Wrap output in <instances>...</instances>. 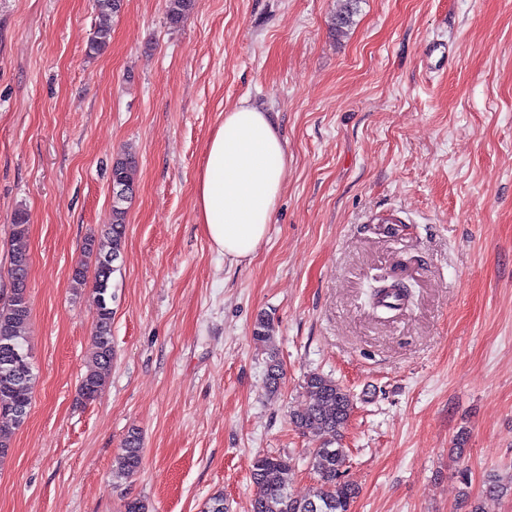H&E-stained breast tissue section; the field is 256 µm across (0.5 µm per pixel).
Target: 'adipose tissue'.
<instances>
[{"label":"adipose tissue","instance_id":"1","mask_svg":"<svg viewBox=\"0 0 512 512\" xmlns=\"http://www.w3.org/2000/svg\"><path fill=\"white\" fill-rule=\"evenodd\" d=\"M287 152L269 113L240 101L211 135L196 183V217L216 252L236 265L269 236Z\"/></svg>","mask_w":512,"mask_h":512}]
</instances>
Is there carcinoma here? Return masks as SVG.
<instances>
[{
  "instance_id": "obj_1",
  "label": "carcinoma",
  "mask_w": 512,
  "mask_h": 512,
  "mask_svg": "<svg viewBox=\"0 0 512 512\" xmlns=\"http://www.w3.org/2000/svg\"><path fill=\"white\" fill-rule=\"evenodd\" d=\"M99 23L87 41L86 54H99L109 44L112 34L111 20L119 15L123 0H95ZM199 0H167V18L176 24ZM360 0H343V7L334 18L338 33L353 24ZM135 158L127 153L112 162V223L105 233L109 250L102 252L92 236L85 240L86 257L95 259L92 288L95 294L96 330L93 338L91 366L78 388L79 403L94 402L101 393L106 376L112 366V274L114 263L121 258L125 239L126 220L134 195L133 171ZM11 232L15 247L10 255L8 275L10 295L0 300V417L9 418V425H0V458L11 448L12 429L21 426L29 413L31 390L35 374L26 344V333L31 320V307L27 296V277L30 255L21 245L28 233L26 214H14ZM274 325L267 315L256 319L253 340L259 345L271 342ZM282 367L276 356H270L267 367V388L277 392ZM309 399L302 411L292 416L295 427L314 440L324 435L339 436L347 426L354 408L350 391L333 378L312 372L305 381ZM312 466L318 475L317 485L309 495L298 498L288 491V471L291 460L280 456L256 457L251 465L250 477L256 486L251 512H350L358 496V488L345 480L346 454L342 448H332L321 442L311 453ZM142 464L140 433L128 432L123 448L115 459L113 474L128 479L140 470ZM486 493L498 497L512 494V474L505 477L493 473L487 476Z\"/></svg>"
}]
</instances>
